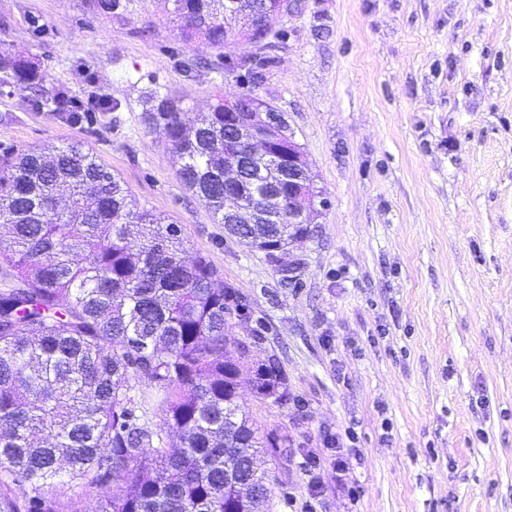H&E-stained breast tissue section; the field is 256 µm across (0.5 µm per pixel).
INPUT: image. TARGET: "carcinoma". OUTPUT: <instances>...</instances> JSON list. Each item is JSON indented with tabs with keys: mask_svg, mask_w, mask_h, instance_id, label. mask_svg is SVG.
<instances>
[{
	"mask_svg": "<svg viewBox=\"0 0 512 512\" xmlns=\"http://www.w3.org/2000/svg\"><path fill=\"white\" fill-rule=\"evenodd\" d=\"M175 37L223 47L260 38L279 0H170ZM122 0H89L110 17ZM0 73L22 88L42 75L0 47ZM256 94L211 95L187 129L182 107L146 109L179 163L182 182L216 223L238 201L268 191L277 170L254 157L246 180L224 197V138ZM306 224H232L229 234L271 260ZM0 512H58L57 484L116 486L93 512H264L268 475L252 467L259 436L241 409L247 383L281 396L275 364L252 366L227 338L235 293L182 230L136 205L125 182L79 144L0 157ZM143 382L151 394L136 396ZM153 404L158 422H142ZM252 489L242 494L239 485Z\"/></svg>",
	"mask_w": 512,
	"mask_h": 512,
	"instance_id": "carcinoma-1",
	"label": "carcinoma"
}]
</instances>
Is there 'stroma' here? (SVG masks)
<instances>
[{
	"label": "stroma",
	"mask_w": 512,
	"mask_h": 512,
	"mask_svg": "<svg viewBox=\"0 0 512 512\" xmlns=\"http://www.w3.org/2000/svg\"><path fill=\"white\" fill-rule=\"evenodd\" d=\"M166 17L0 0V43L43 76L0 82V154L84 143L236 293L228 336L285 377L241 395L279 439L267 512H301L312 482L317 512H512V0H300L221 49ZM219 86L284 114L326 201L275 262L213 220L145 113L169 95L195 120Z\"/></svg>",
	"instance_id": "stroma-1"
}]
</instances>
